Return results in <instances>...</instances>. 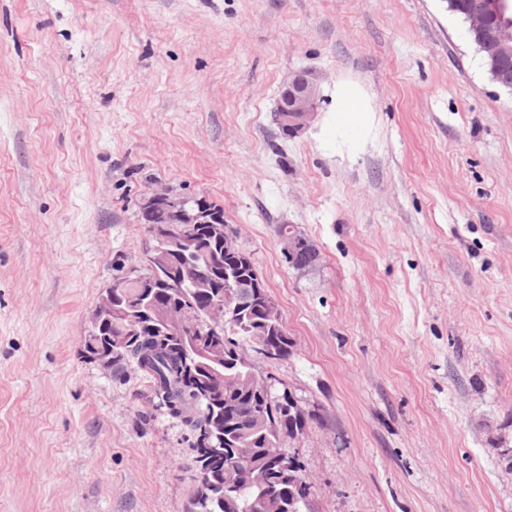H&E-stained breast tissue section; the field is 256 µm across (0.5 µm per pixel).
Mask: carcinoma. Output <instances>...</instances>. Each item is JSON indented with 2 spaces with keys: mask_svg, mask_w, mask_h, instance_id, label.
<instances>
[{
  "mask_svg": "<svg viewBox=\"0 0 512 512\" xmlns=\"http://www.w3.org/2000/svg\"><path fill=\"white\" fill-rule=\"evenodd\" d=\"M176 228L193 234L195 254L193 266L185 270V277H173L159 266H152V254L145 253L142 271L157 282L152 295L163 303L174 305L196 322L195 335L224 349V376L230 380L237 376L236 349L250 337L241 326L240 319L231 318L213 330L206 322L205 310L209 295L226 291L224 267L233 256L224 254V242L211 240L193 224H178ZM183 359L181 342L147 326L131 335L124 346L112 351V363L130 367L150 383L151 391L166 413L178 420L195 438L193 447L205 453L226 442L225 436L244 438L256 451L276 442L280 436L290 437L303 432L305 421L295 410L288 395L278 398L271 391L255 392L244 382L224 392L221 400L208 397L215 383L205 374L191 371L183 373L178 365ZM220 484L207 479L200 483L197 508L199 512H226L219 501L220 495H232L231 475L214 468ZM273 494L292 505L287 512H306L309 488L279 485Z\"/></svg>",
  "mask_w": 512,
  "mask_h": 512,
  "instance_id": "carcinoma-1",
  "label": "carcinoma"
}]
</instances>
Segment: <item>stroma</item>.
<instances>
[{"instance_id": "1", "label": "stroma", "mask_w": 512, "mask_h": 512, "mask_svg": "<svg viewBox=\"0 0 512 512\" xmlns=\"http://www.w3.org/2000/svg\"><path fill=\"white\" fill-rule=\"evenodd\" d=\"M158 184L223 207L281 309L252 360L311 512H512V90L448 0H0V512H193L189 431L81 355ZM320 90L317 81L306 71L288 75L282 84L275 121L285 136L300 133L317 113Z\"/></svg>"}]
</instances>
